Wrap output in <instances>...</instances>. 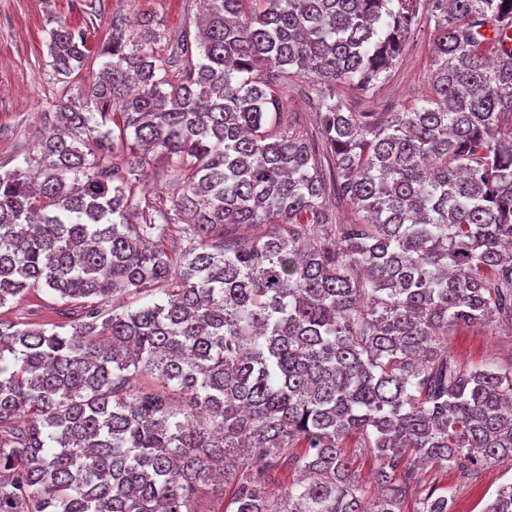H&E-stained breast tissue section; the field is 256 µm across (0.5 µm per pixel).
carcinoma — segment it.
Here are the masks:
<instances>
[{"label":"carcinoma","instance_id":"carcinoma-1","mask_svg":"<svg viewBox=\"0 0 512 512\" xmlns=\"http://www.w3.org/2000/svg\"><path fill=\"white\" fill-rule=\"evenodd\" d=\"M202 2L178 74L112 20L40 157L0 170V512H197L227 484L230 512H449L418 467L512 458V370L448 354V328L512 321V0ZM431 23L432 95L346 108ZM48 36L56 78L89 58ZM264 71L311 76L317 137L274 130ZM157 150L182 191L137 201ZM40 289L71 331L2 311ZM351 454L356 457L354 469L356 470V477L360 484L374 492V471L375 463L373 457L365 448H349Z\"/></svg>","mask_w":512,"mask_h":512}]
</instances>
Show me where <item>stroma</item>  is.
<instances>
[{"mask_svg": "<svg viewBox=\"0 0 512 512\" xmlns=\"http://www.w3.org/2000/svg\"><path fill=\"white\" fill-rule=\"evenodd\" d=\"M199 0H0V169L22 165L36 157L37 132L45 112L66 96H77L84 83L93 81L101 58L92 57L64 82L49 66L48 31L54 22L84 30L90 49H98L111 32L113 17H120L134 33L150 18L159 35L156 49L172 69L184 68L176 52L182 35L195 34ZM435 34L425 27L405 48L393 70L375 89L341 92L354 112H397L430 95L432 91ZM311 80L295 75L282 94V124L308 135L316 132V108L309 94ZM62 300L47 290L13 303L15 320L64 322ZM448 351L470 368H512V323L496 321L482 326L455 328L448 333ZM427 485L448 494L451 512H483L496 490L512 482V459L499 460L477 474L425 468Z\"/></svg>", "mask_w": 512, "mask_h": 512, "instance_id": "1", "label": "stroma"}]
</instances>
